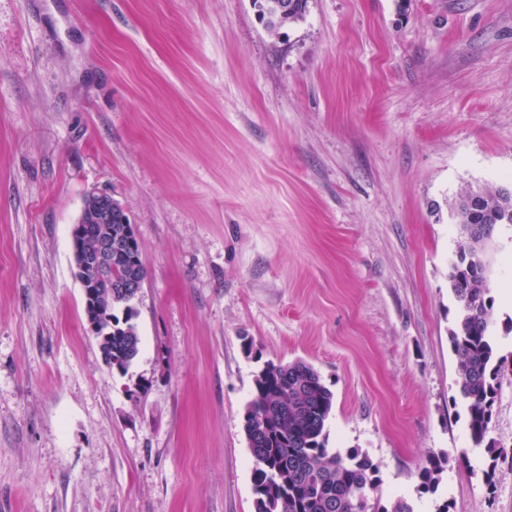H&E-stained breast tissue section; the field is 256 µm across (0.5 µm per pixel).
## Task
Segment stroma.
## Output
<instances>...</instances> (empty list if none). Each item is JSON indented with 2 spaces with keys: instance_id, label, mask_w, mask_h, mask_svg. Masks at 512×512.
<instances>
[{
  "instance_id": "obj_1",
  "label": "stroma",
  "mask_w": 512,
  "mask_h": 512,
  "mask_svg": "<svg viewBox=\"0 0 512 512\" xmlns=\"http://www.w3.org/2000/svg\"><path fill=\"white\" fill-rule=\"evenodd\" d=\"M498 187L512 0H308L276 34L253 0H0V512H254L243 410L295 359L328 448L377 466L370 506L512 512V374L492 459L448 339L456 207ZM91 191L147 270L124 374L76 277ZM489 260L511 361L512 224Z\"/></svg>"
}]
</instances>
